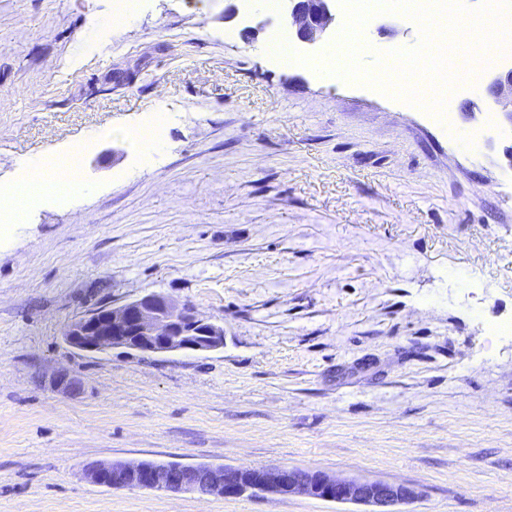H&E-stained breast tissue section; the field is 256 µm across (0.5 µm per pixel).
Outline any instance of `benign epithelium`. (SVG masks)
I'll return each mask as SVG.
<instances>
[{"label":"benign epithelium","instance_id":"obj_1","mask_svg":"<svg viewBox=\"0 0 512 512\" xmlns=\"http://www.w3.org/2000/svg\"><path fill=\"white\" fill-rule=\"evenodd\" d=\"M285 2L288 32L298 42L313 46L336 33L335 0ZM486 93L497 111L512 124L511 66L490 73ZM64 337L71 347L89 353L109 348L152 354L206 353L224 348V326L154 292L120 305L96 308L71 322ZM85 474L91 483L116 490L192 492L225 498L305 493L326 501L368 505L372 507L370 512H394L395 506L419 497L415 489L405 485L336 478L320 471L303 473L290 467L196 465L189 469L181 463L141 460L97 462L88 465Z\"/></svg>","mask_w":512,"mask_h":512}]
</instances>
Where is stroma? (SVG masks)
<instances>
[{
  "instance_id": "1",
  "label": "stroma",
  "mask_w": 512,
  "mask_h": 512,
  "mask_svg": "<svg viewBox=\"0 0 512 512\" xmlns=\"http://www.w3.org/2000/svg\"><path fill=\"white\" fill-rule=\"evenodd\" d=\"M225 6L141 0L106 38L113 0H0V183L82 149L81 189L0 238V512H359L85 478L112 460L296 467L413 487L399 512H512V333H490L512 321V126L481 85L442 121L273 65L279 12ZM363 38L370 69L421 33L382 13ZM159 110L149 160L122 132ZM149 292L222 324L223 349L66 342Z\"/></svg>"
}]
</instances>
